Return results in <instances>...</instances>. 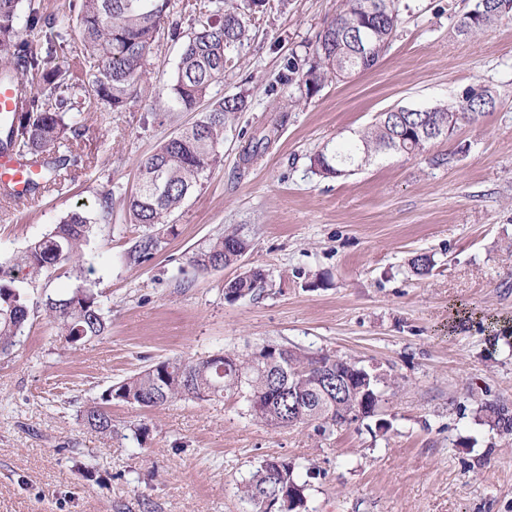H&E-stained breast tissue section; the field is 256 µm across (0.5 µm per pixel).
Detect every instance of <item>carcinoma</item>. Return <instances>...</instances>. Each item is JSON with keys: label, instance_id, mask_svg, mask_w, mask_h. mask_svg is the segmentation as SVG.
I'll use <instances>...</instances> for the list:
<instances>
[{"label": "carcinoma", "instance_id": "obj_1", "mask_svg": "<svg viewBox=\"0 0 512 512\" xmlns=\"http://www.w3.org/2000/svg\"><path fill=\"white\" fill-rule=\"evenodd\" d=\"M213 14L200 23L185 42L170 84L174 104L185 112L196 109L209 89L223 81L235 52L248 39L245 14L234 5L214 0ZM21 0H0V85L26 81L28 97L11 113L10 126L1 149H16L40 166L42 188L61 180L78 160L85 102L76 97L73 73L56 62L73 52L84 66L87 84L98 100L114 111L135 101L137 86L147 72V58L159 30L170 16L171 0H74V16L58 19L29 12L26 31L39 37L36 45L16 27ZM400 0H342L336 17L316 35L312 49L292 56L279 72L269 92L297 87L310 99L329 82L344 81L375 66L388 51L394 37ZM505 21H512V0H484L478 14L465 12L454 25L457 35L478 39ZM74 27L77 41L71 43L61 29ZM495 105L493 91L478 84L455 100L432 107H399L380 113L372 124L339 141H329L309 157L311 171L334 179L349 170L387 154L428 156L433 166H445L469 153L458 145L452 153L429 154V133L443 127L438 139H450L459 125L477 123ZM245 102L238 96L223 97L191 126L164 142L140 165V180L126 198L124 207L131 224L145 233L129 253L141 264L152 258L166 219L221 159L224 126ZM274 130L250 141L243 163L250 164L272 144ZM54 155L47 156V152ZM93 232L92 221L81 208L69 212L47 234L27 247L14 266L31 274L61 263H75V284L60 297L43 302L46 315L56 323L59 335L72 348L105 335L108 329L99 294L88 283L80 266L82 246ZM249 243L235 233L211 240L196 253L193 265L218 269L236 263ZM17 277L0 269V354H7L16 337L24 333L31 312V299L16 286ZM265 283L264 270L250 268L225 284V297L236 300L255 292ZM358 364L329 353H308L266 344L243 357L233 352L196 359L165 360L111 385L101 402L83 411V420L94 431L112 435V416L106 405L112 401L159 408L178 400H220L227 392L243 395L251 415L274 428L320 421V428L350 423L349 399L326 397L318 389L322 374L340 370L353 374ZM484 422L512 434V406L505 402L481 406ZM306 483L298 479L297 467L284 458L266 459L243 482L238 491L254 507L288 495L306 508Z\"/></svg>", "mask_w": 512, "mask_h": 512}]
</instances>
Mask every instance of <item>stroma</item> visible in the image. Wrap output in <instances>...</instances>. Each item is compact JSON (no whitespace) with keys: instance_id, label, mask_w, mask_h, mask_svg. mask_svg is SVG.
<instances>
[{"instance_id":"1","label":"stroma","mask_w":512,"mask_h":512,"mask_svg":"<svg viewBox=\"0 0 512 512\" xmlns=\"http://www.w3.org/2000/svg\"><path fill=\"white\" fill-rule=\"evenodd\" d=\"M404 2L383 59L308 100L268 88L341 0H267L251 13L249 40L209 93L244 97L246 107L147 262L128 258L142 230L127 223L124 201L139 163L198 118L170 104L183 43L167 30L138 102L83 112V160L62 191L28 205L0 198V261L85 206L94 228L82 253L109 323L106 336L70 348L41 306L72 288L70 266L21 279L33 308L0 356V512H253L238 486L272 456L298 464L307 512H512V434L480 418L484 403H512V24L467 40L454 24L473 0ZM474 84L496 92L494 110L431 147L466 144V157L433 167L386 156L330 180L311 172L310 155L330 139ZM279 110L287 118L275 143L240 169L244 147ZM228 232L250 244L237 263L193 265V253ZM421 254L434 263L425 276L410 268ZM250 268L266 284L227 299L226 282ZM264 344L380 374L390 385L379 412L326 432L272 428L229 394L161 408L112 402L108 436L83 424L85 407L148 365Z\"/></svg>"}]
</instances>
